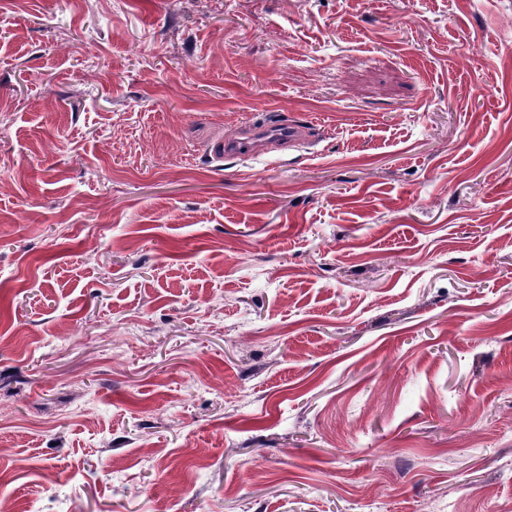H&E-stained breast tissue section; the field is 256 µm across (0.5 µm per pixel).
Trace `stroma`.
Wrapping results in <instances>:
<instances>
[{
    "label": "stroma",
    "mask_w": 512,
    "mask_h": 512,
    "mask_svg": "<svg viewBox=\"0 0 512 512\" xmlns=\"http://www.w3.org/2000/svg\"><path fill=\"white\" fill-rule=\"evenodd\" d=\"M0 512H512V0H0ZM266 129L253 130L246 133L245 139H226L224 154H233L239 157H250L256 153L264 152L269 141L279 142L289 147L301 141V130L292 124H261Z\"/></svg>",
    "instance_id": "stroma-1"
}]
</instances>
